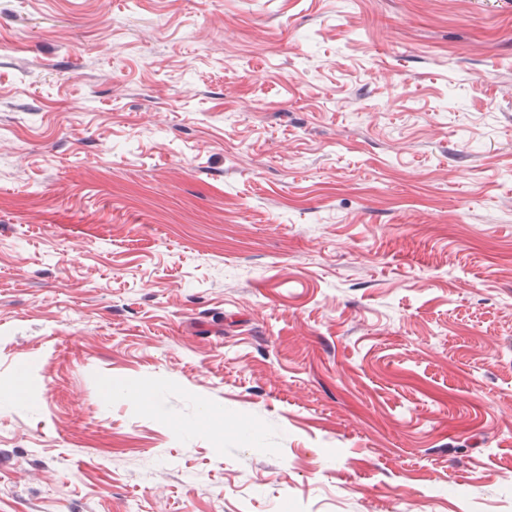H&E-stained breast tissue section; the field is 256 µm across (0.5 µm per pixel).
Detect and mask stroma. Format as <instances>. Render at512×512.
I'll use <instances>...</instances> for the list:
<instances>
[{"mask_svg":"<svg viewBox=\"0 0 512 512\" xmlns=\"http://www.w3.org/2000/svg\"><path fill=\"white\" fill-rule=\"evenodd\" d=\"M512 512V0H0V512Z\"/></svg>","mask_w":512,"mask_h":512,"instance_id":"obj_1","label":"stroma"}]
</instances>
